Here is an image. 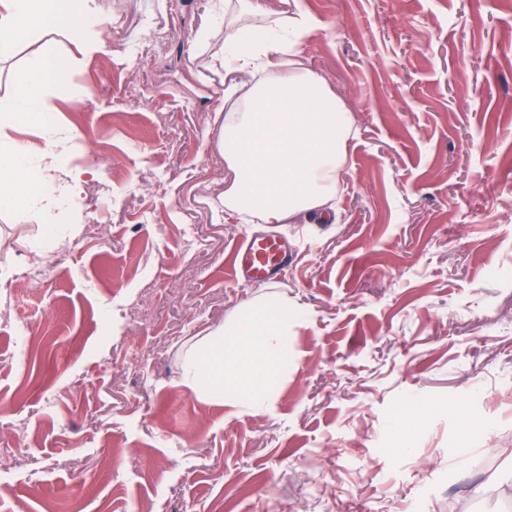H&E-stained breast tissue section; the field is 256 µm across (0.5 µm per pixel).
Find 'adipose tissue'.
I'll return each instance as SVG.
<instances>
[{
  "mask_svg": "<svg viewBox=\"0 0 512 512\" xmlns=\"http://www.w3.org/2000/svg\"><path fill=\"white\" fill-rule=\"evenodd\" d=\"M112 19L98 0H0V60L11 59L25 35H65V54L44 48L18 90L0 98V124L39 125L44 148L10 141L0 144V209L18 217L53 219L72 204L68 190L52 185L43 167L68 138L47 118L46 97L77 56L109 53L102 38ZM291 40L257 34L241 43L229 29L222 64L232 82L224 87L230 105L219 147L224 154V206L264 224L305 217L328 222L348 154L351 120L327 83L306 68L299 46L313 28L302 7L287 18ZM290 70L280 75L281 56ZM294 311L272 301L243 313L233 328L202 337L185 355L183 379L213 402L257 411L274 398L277 379L288 370L285 342Z\"/></svg>",
  "mask_w": 512,
  "mask_h": 512,
  "instance_id": "obj_1",
  "label": "adipose tissue"
}]
</instances>
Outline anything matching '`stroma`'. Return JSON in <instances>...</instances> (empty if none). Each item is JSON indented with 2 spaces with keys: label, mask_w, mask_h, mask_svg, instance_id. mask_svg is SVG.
I'll list each match as a JSON object with an SVG mask.
<instances>
[{
  "label": "stroma",
  "mask_w": 512,
  "mask_h": 512,
  "mask_svg": "<svg viewBox=\"0 0 512 512\" xmlns=\"http://www.w3.org/2000/svg\"><path fill=\"white\" fill-rule=\"evenodd\" d=\"M349 110L332 224L224 208L233 0H99L108 55L51 90L72 132L46 230L0 211V512H512V0H301ZM294 263L231 278L245 237ZM301 314L253 413L182 381L249 304Z\"/></svg>",
  "instance_id": "obj_1"
}]
</instances>
